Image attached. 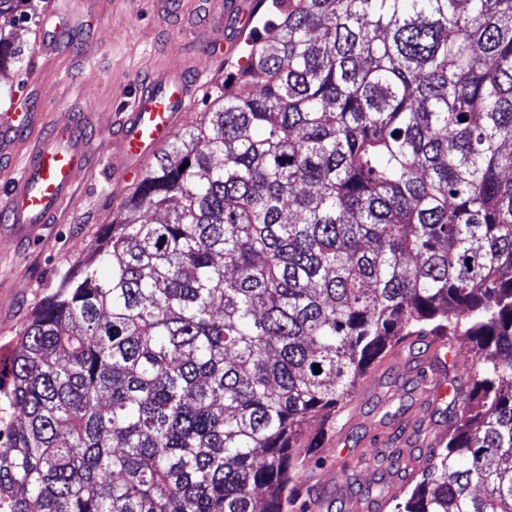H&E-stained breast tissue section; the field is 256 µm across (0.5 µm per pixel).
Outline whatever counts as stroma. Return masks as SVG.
Segmentation results:
<instances>
[{
  "mask_svg": "<svg viewBox=\"0 0 512 512\" xmlns=\"http://www.w3.org/2000/svg\"><path fill=\"white\" fill-rule=\"evenodd\" d=\"M74 9L92 4L85 28L73 30L61 54H38L40 28L17 26L22 45L21 62L0 72V110L13 98L33 93L44 107L47 122L59 123L84 113L91 123L88 135L99 158L112 153V132L121 111L137 86L150 75L186 60L207 68L209 78L180 125L188 130L205 113L215 111L224 96V76L234 60L208 57L202 43H187L180 28L169 25L156 0H70ZM112 187L111 170L99 166L81 175L77 195L58 223L47 225L31 242L0 241V350L10 351L34 311L51 291L75 273L80 261L99 245L113 214L131 193ZM396 356L385 357L367 370L356 392L354 419L338 413L329 420L314 418L309 437L315 448L300 449L304 464L292 484L297 504L311 505L328 499L333 512H363L365 490L376 480L373 468L362 464L374 432L385 436L379 454H387L407 418H418L422 428L448 422V400L432 395L433 406L422 412L425 387L415 380L418 370L457 380L472 351L454 343L447 354H438L422 341H403Z\"/></svg>",
  "mask_w": 512,
  "mask_h": 512,
  "instance_id": "1",
  "label": "stroma"
}]
</instances>
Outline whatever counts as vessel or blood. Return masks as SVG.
Returning a JSON list of instances; mask_svg holds the SVG:
<instances>
[{
    "label": "vessel or blood",
    "instance_id": "vessel-or-blood-1",
    "mask_svg": "<svg viewBox=\"0 0 512 512\" xmlns=\"http://www.w3.org/2000/svg\"><path fill=\"white\" fill-rule=\"evenodd\" d=\"M253 0H200L199 12L212 29L207 46L232 55L253 12ZM69 0L47 17L39 38L43 52L59 46L58 34L73 28ZM199 79L188 78L185 68L158 74L136 91L112 142V181L133 182L144 163L166 143L190 110ZM87 117L46 125L43 113L13 100L0 113V159L15 156L16 147L35 139L21 161V169L0 200V235L20 242L32 239L40 225L52 223L72 202L81 174L93 167V148L85 133Z\"/></svg>",
    "mask_w": 512,
    "mask_h": 512
}]
</instances>
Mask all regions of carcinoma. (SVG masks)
<instances>
[{
	"instance_id": "cac0c4a2",
	"label": "carcinoma",
	"mask_w": 512,
	"mask_h": 512,
	"mask_svg": "<svg viewBox=\"0 0 512 512\" xmlns=\"http://www.w3.org/2000/svg\"><path fill=\"white\" fill-rule=\"evenodd\" d=\"M228 79L0 357V512H281L412 337L474 357L395 512H512V0H273Z\"/></svg>"
}]
</instances>
